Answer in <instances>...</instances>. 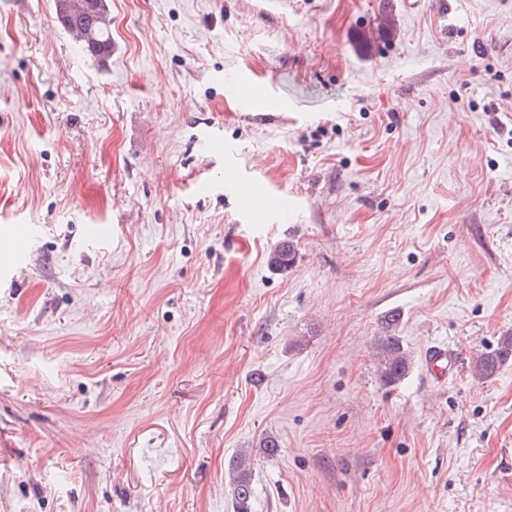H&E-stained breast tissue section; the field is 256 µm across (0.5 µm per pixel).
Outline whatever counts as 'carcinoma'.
I'll return each instance as SVG.
<instances>
[{
    "instance_id": "obj_1",
    "label": "carcinoma",
    "mask_w": 512,
    "mask_h": 512,
    "mask_svg": "<svg viewBox=\"0 0 512 512\" xmlns=\"http://www.w3.org/2000/svg\"><path fill=\"white\" fill-rule=\"evenodd\" d=\"M92 10H87L83 0H54L55 14L62 27L79 34L82 50L103 61L112 55V35L109 27L107 0H91ZM296 250L290 241L282 243L273 253L272 264L281 271L290 269L295 261ZM398 315L385 320V334L376 340V356L380 379L386 384L401 381L412 364L410 352L397 335ZM512 359V334L499 338L497 347L481 354L476 360L475 374L489 378L502 364ZM253 462L251 453L241 450L229 464L228 476L237 512H248L253 496Z\"/></svg>"
}]
</instances>
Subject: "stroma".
Masks as SVG:
<instances>
[{
	"instance_id": "35a3bbf8",
	"label": "stroma",
	"mask_w": 512,
	"mask_h": 512,
	"mask_svg": "<svg viewBox=\"0 0 512 512\" xmlns=\"http://www.w3.org/2000/svg\"><path fill=\"white\" fill-rule=\"evenodd\" d=\"M108 5L0 0V512H512V0ZM81 0H54L55 14L62 27L80 36L82 50L103 61L112 55L107 0H92L88 11ZM397 314L385 320V334L379 336L375 343L378 372L385 384L401 381L409 372L412 364L410 352L403 346L401 337L397 335ZM512 357V334L508 333L499 338L497 347L481 354L476 360L475 374L482 379L489 378L496 373L502 364ZM425 369L430 380L440 382L454 375L458 357L442 346H432L424 355ZM253 464L251 453L247 450L236 453L229 464V486L237 512H248L249 502L254 490L252 482Z\"/></svg>"
}]
</instances>
